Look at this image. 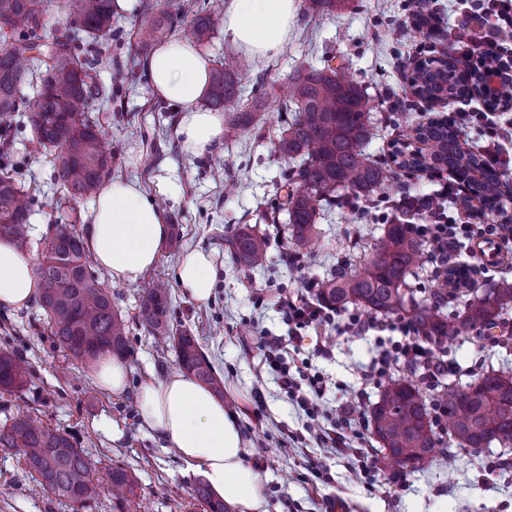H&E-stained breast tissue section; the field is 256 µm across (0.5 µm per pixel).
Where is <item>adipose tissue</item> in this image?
I'll use <instances>...</instances> for the list:
<instances>
[{
    "label": "adipose tissue",
    "instance_id": "1",
    "mask_svg": "<svg viewBox=\"0 0 512 512\" xmlns=\"http://www.w3.org/2000/svg\"><path fill=\"white\" fill-rule=\"evenodd\" d=\"M297 14L296 0H229L224 31L247 53L277 54ZM148 70L154 90L181 109L178 133L187 153L200 157L224 140V115L198 105L209 86L210 62L184 39H172L151 55ZM169 235L163 211L132 181L107 182L98 193L84 248L112 282L139 283L158 263ZM211 256L186 253L177 268L185 296L206 301L214 285ZM40 293L33 259L10 237L0 238V306L20 308ZM143 426L159 434L188 465L199 469L215 497L235 512H266L262 475L224 402L196 378L180 371L145 382L137 396Z\"/></svg>",
    "mask_w": 512,
    "mask_h": 512
}]
</instances>
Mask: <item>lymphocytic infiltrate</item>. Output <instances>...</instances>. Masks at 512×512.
Listing matches in <instances>:
<instances>
[{
	"label": "lymphocytic infiltrate",
	"mask_w": 512,
	"mask_h": 512,
	"mask_svg": "<svg viewBox=\"0 0 512 512\" xmlns=\"http://www.w3.org/2000/svg\"><path fill=\"white\" fill-rule=\"evenodd\" d=\"M460 4L462 20L454 36L455 47H469L472 54L481 56L512 40V0H460ZM454 125L461 133L480 127L485 136L481 156L490 165H507L501 143L512 139V128L499 125L491 108L456 113ZM422 202L428 223L408 224L407 231L427 248L438 278H445L449 267L458 265L461 242L476 244L483 257L502 255L512 247V224H460L449 217L447 188L423 196ZM288 264L302 274L303 290L293 296L284 289L260 296V304L275 309L288 328L283 336L261 334L262 371L306 418L303 432L292 433L289 439L321 449V456L309 462L312 472L326 475V458L337 456L344 460L349 478L361 483L369 481L377 469V460L369 449V423L362 411L366 392L361 389L353 394L344 393L338 405L327 406L323 401L326 382L322 373L314 371L309 361L297 366L288 357L299 330L313 327L322 332L323 341L316 354L324 358L329 356L337 338H363L377 332V354L362 374L365 385L382 383L399 372H412L418 374L425 387L434 389L447 373L448 365L431 354L410 321H372L354 311L328 308L315 297L317 282L308 276V263L303 255L289 253Z\"/></svg>",
	"instance_id": "f902f5d3"
}]
</instances>
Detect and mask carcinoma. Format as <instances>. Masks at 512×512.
<instances>
[{
  "label": "carcinoma",
  "instance_id": "cac0c4a2",
  "mask_svg": "<svg viewBox=\"0 0 512 512\" xmlns=\"http://www.w3.org/2000/svg\"><path fill=\"white\" fill-rule=\"evenodd\" d=\"M58 7L57 0H0V119L23 113L38 145L54 152V185L67 197L89 199L109 174L110 160L102 150L99 119L89 115L95 86L85 80L89 66L77 49L111 35L112 0H72L75 28L64 39L50 34L51 16ZM216 12L205 7L196 12L187 30L193 43L201 46L211 38ZM172 20L170 14L150 18L146 39L166 36ZM33 51L45 57L44 69L38 72L36 91L24 97L20 61ZM438 81L440 72L419 65L411 87L428 88ZM242 92L226 54L224 64L211 73L207 102L218 110L238 101ZM285 111L291 117L281 127L277 149L294 165L285 173L286 199L276 202L275 210L286 212L287 234L302 247L314 235L320 211L336 202L334 193L343 190L370 202L376 191L385 188L389 174L363 150L378 132L371 122L368 94L339 68L328 64L297 70ZM415 133L427 153L407 158L399 168L426 171L434 164L445 165L470 183L487 210L497 209L503 195L497 171L462 150L452 121L435 120ZM11 166V160L4 161L5 172L0 175V223L7 224V234L23 249L28 246L29 206L24 188L10 174ZM224 245L245 269L261 270L269 259L271 238L242 224L224 237ZM422 255L423 245L407 235L403 221L393 219L362 264L346 263L318 280L316 297L333 309L353 304L385 317L406 312L418 335L433 343L481 331L512 304V283L507 281L479 294L450 291L439 296L436 305L414 300L405 288ZM37 272L42 281L40 306L59 347L91 362L105 351L126 353L127 324L112 307L108 289L91 271L77 232L65 224L55 225ZM170 303L168 285L161 280L152 283L140 302L138 324L157 342L172 345L186 373L223 395V385L195 338L171 322ZM445 307L450 308L446 315ZM28 378L26 361L1 349L0 390L20 391ZM445 405L448 435L459 449L470 452L495 441L512 442V376L506 371L493 370L464 389L448 387ZM370 417L380 452L395 465L416 469L432 457L436 436L419 386L400 379L388 381ZM0 447L21 450L40 485L56 497L82 504L96 491L91 463L56 429L19 415L0 427ZM108 478L116 492L135 494L136 477L124 468L113 467ZM192 496L206 506V512H228L224 501L202 483L192 489Z\"/></svg>",
  "mask_w": 512,
  "mask_h": 512
}]
</instances>
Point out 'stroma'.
Wrapping results in <instances>:
<instances>
[{"label":"stroma","instance_id":"stroma-1","mask_svg":"<svg viewBox=\"0 0 512 512\" xmlns=\"http://www.w3.org/2000/svg\"><path fill=\"white\" fill-rule=\"evenodd\" d=\"M174 0H112L116 10L109 43L80 48L94 68L97 82L111 88L110 102L93 100L103 130L104 146L112 156L111 176L133 180L163 210L170 227L179 233V249L165 248L147 280L160 279L171 289V317L196 336L199 346L224 382V404L253 442L251 458L263 475L268 512H325L329 502L344 512H512V465L499 467L512 447L492 443L475 455L452 449L450 441L437 445L421 468L379 466L369 483L349 480L338 460H328L327 478L315 477L308 461L312 448L288 443L289 432L301 430L303 418L288 403L273 380L258 382L261 359L257 335L261 330L284 333L278 315L257 301L258 289L296 292L301 283L289 267L288 248L276 225H266L271 237L268 269H243L224 244V236L240 224H255L258 211L271 208L289 160L276 150L281 108L296 67H322L331 60L343 74L366 88L373 98L371 120L378 135L364 147L372 160L390 159V143L397 135L412 139L415 128L431 119L454 116L463 101L453 98L436 104L411 94L407 77L419 56H440L448 49V30L459 19L458 0H435V30L426 33L404 26L402 19L414 0H346L332 11L310 9L298 0L296 21L287 43L270 58L246 52L236 55L237 73L246 97L224 107L225 121L250 111L259 96L265 124L264 138L247 130L225 132L219 151L194 157L177 135L180 112L158 97L147 71L151 49L140 42L149 13L171 10ZM136 68H129L130 57ZM30 133L11 134L10 155L17 162V178L32 196L27 253L40 260L43 237L50 224L79 215L76 230L90 223L93 200H68L56 191L51 176L52 155L29 141ZM380 223L348 208L322 212L313 245L304 248L309 273L326 276L338 262H356L364 247L382 235ZM202 250L215 262L211 297L198 302L184 296L176 269L183 252ZM107 282L112 304L128 319L126 388L115 395L100 389L88 362L59 349L38 303L13 309L0 307V349L22 355L32 374L15 394L0 395V424L25 415L36 423L57 428L83 448L98 478L96 494L76 512H203L192 499L202 482L197 469L140 423L136 396L143 382L177 370L174 350L159 354L151 335L133 323L144 288ZM317 337L302 333L300 355L311 358L327 377L326 400L338 404L343 391L365 389L366 405H373L380 387L363 386L361 373L373 355L372 339H339L330 359L314 357ZM452 369L448 383L474 382L487 368L512 364V345L503 347L483 339H461L435 349ZM262 388L261 416L248 413L254 388ZM494 466L490 478L482 469ZM120 466L139 481L136 495L115 498L107 472ZM0 512H75L67 501L47 492L26 469L20 451L0 449Z\"/></svg>","mask_w":512,"mask_h":512}]
</instances>
